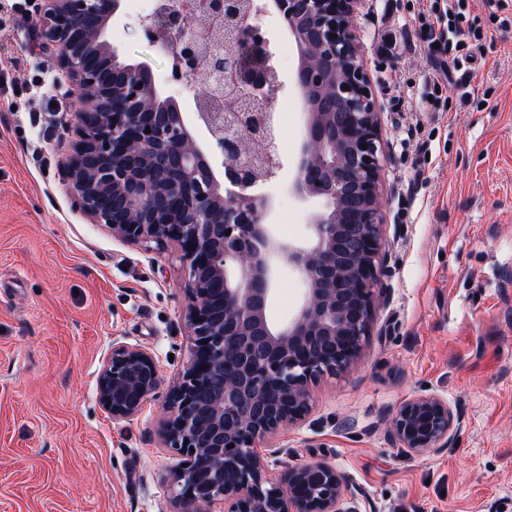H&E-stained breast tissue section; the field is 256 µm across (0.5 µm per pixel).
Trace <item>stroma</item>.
<instances>
[{"label": "stroma", "mask_w": 512, "mask_h": 512, "mask_svg": "<svg viewBox=\"0 0 512 512\" xmlns=\"http://www.w3.org/2000/svg\"><path fill=\"white\" fill-rule=\"evenodd\" d=\"M0 9V512H167L178 461L159 438L156 394L140 414L112 420L97 381L113 341L153 350L170 384L190 357L186 276L171 243L144 248L113 238L72 205L61 168L73 152L64 128L72 101L55 92V66L25 15ZM421 0H378L357 20L380 90L389 142L382 173L389 298L359 361L312 389L311 411L272 441L269 475L326 461L358 512H512V7L492 14L469 0L483 40L471 42L469 83L424 98L432 71L419 51L379 55L385 32L404 37ZM156 0H123L106 38L122 61L150 69L199 144L209 135L170 59L139 22ZM257 23L291 101L280 130L282 168L263 187L278 238L304 242L320 201L290 182L306 116L293 85L294 42L273 13ZM412 93L387 87L391 68ZM485 109H478L479 101ZM305 284L279 275L274 318L291 320ZM446 399L458 447L409 456L390 434L401 404Z\"/></svg>", "instance_id": "obj_1"}]
</instances>
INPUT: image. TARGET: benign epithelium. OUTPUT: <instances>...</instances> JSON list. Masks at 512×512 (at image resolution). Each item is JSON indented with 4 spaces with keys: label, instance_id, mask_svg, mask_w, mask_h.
<instances>
[{
    "label": "benign epithelium",
    "instance_id": "benign-epithelium-1",
    "mask_svg": "<svg viewBox=\"0 0 512 512\" xmlns=\"http://www.w3.org/2000/svg\"><path fill=\"white\" fill-rule=\"evenodd\" d=\"M363 4L277 0L295 39L294 83L306 105L291 187L324 202L309 240L293 246L275 236L257 193L282 167L264 106L278 84L268 42L253 23L257 0H201L194 16L168 0L142 24L199 105L210 151L196 144L180 109L154 105L151 71L112 64L105 34L116 0H33L28 17L54 55L56 84L78 95L68 125L77 141L64 166L74 204L124 242H171L181 251L193 348L160 422L164 447L180 455L170 484L174 512H215L218 504L224 512H357L329 463L293 466L273 479L258 447L305 420L312 386L359 360L388 302L380 286L389 273L387 152L355 25ZM282 264L305 284L302 306L286 324L272 317ZM160 385L150 349L115 341L98 401L112 419L129 420ZM454 430L452 408L434 394L404 402L392 423L411 456L450 448Z\"/></svg>",
    "mask_w": 512,
    "mask_h": 512
}]
</instances>
